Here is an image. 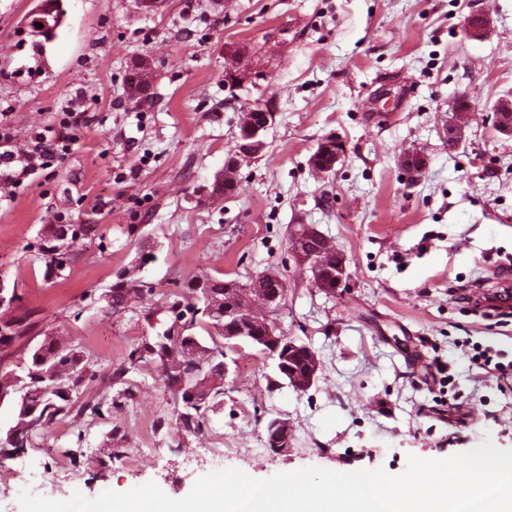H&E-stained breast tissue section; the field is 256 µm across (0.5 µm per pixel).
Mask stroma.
Here are the masks:
<instances>
[{"label": "stroma", "mask_w": 512, "mask_h": 512, "mask_svg": "<svg viewBox=\"0 0 512 512\" xmlns=\"http://www.w3.org/2000/svg\"><path fill=\"white\" fill-rule=\"evenodd\" d=\"M39 2L0 0V113L20 144L68 110L91 122L0 208V279L19 294L0 318L29 324L0 345V367L18 369L54 336L90 357L98 393L110 367L166 323L171 290L203 275L246 286L275 273L288 288L279 327L316 351L320 370L308 390L272 391V361L242 350L222 408L181 441L158 371L130 367L131 401L89 425L56 420L28 468L0 463V512H20L25 489L93 499L152 481L180 499L226 468L256 479L310 466L399 475L412 454L446 458L487 437L512 449V399L458 359L465 339L512 359V311L489 317L466 298L512 265V137L494 120L495 102L512 93V0H167L150 17L133 0H59L63 25L42 43L29 28ZM476 10L492 20L480 40L466 32ZM230 47L245 77L233 89ZM143 57L154 80L137 106L125 77ZM461 100L474 110L453 149L446 128ZM259 103L274 114L268 147L240 168L236 193L213 199L240 119ZM330 135L346 154L324 177L309 158ZM408 151L421 171L403 168ZM50 224H92L99 236L71 242L63 276L48 278L33 245ZM294 224L317 225L344 256L346 286H313L289 249ZM122 270L153 294L116 315L108 292ZM411 347L450 359L460 404L431 411V387L405 361ZM161 417L169 425L155 429ZM274 418L290 427L279 454L267 444ZM116 426L124 453L99 461Z\"/></svg>", "instance_id": "1"}]
</instances>
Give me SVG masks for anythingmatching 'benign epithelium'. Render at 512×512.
Listing matches in <instances>:
<instances>
[{
	"label": "benign epithelium",
	"mask_w": 512,
	"mask_h": 512,
	"mask_svg": "<svg viewBox=\"0 0 512 512\" xmlns=\"http://www.w3.org/2000/svg\"><path fill=\"white\" fill-rule=\"evenodd\" d=\"M491 21L487 14L482 12L473 13L467 21L468 35L473 39H482L490 31ZM265 108L256 105L250 108L244 115L241 125L249 130V138L242 148H236L232 151L231 156L224 163V171L218 174L221 182L237 181V173L240 167L256 158L267 146V133L272 126V120L256 124L253 122L252 116L255 112H263ZM471 106L464 108L454 107V119L448 125L451 132V138L448 140V146L457 147L465 138V127L469 119ZM308 239H317L322 243V248L317 251H309L301 247V243ZM291 250L300 262L307 266L311 273L312 282H318L319 271L330 258L334 249L331 242L321 233L314 224H297L295 225L290 237ZM283 280L276 274H265L247 287H239V284H233V287L240 288L247 301L236 309L223 307L218 309L210 304L206 305V315L210 316L212 321L220 323L222 321H234L236 327V335L230 337L224 342V352L237 353L242 349V344L260 341L266 345L265 353L275 361V364L285 362L287 356L299 349L296 341L287 336L277 333V322L269 315V312L280 306L286 297L287 289L280 287ZM256 298L260 300L264 306L267 321V335L252 336L250 330L253 327L254 318L257 317L255 311L249 304V300ZM306 352L309 355L311 365L305 378H298L291 375L295 385L307 389L314 383V378L320 367V362L316 352L308 347Z\"/></svg>",
	"instance_id": "benign-epithelium-1"
}]
</instances>
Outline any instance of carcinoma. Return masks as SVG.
Instances as JSON below:
<instances>
[{
  "mask_svg": "<svg viewBox=\"0 0 512 512\" xmlns=\"http://www.w3.org/2000/svg\"><path fill=\"white\" fill-rule=\"evenodd\" d=\"M62 25V13L55 6L43 16L45 31L32 28V32L48 39ZM97 234L90 224H59L48 228V235L36 247L39 255L51 254L58 260V267L65 264V253L59 251L58 243L65 239L80 237L90 239ZM208 294L211 300L222 304L237 302V296L226 288L227 280L216 276L206 277ZM195 280L188 281L184 288L171 291L164 299L161 310L170 320V325L154 336H144L132 347L127 356V364H151L158 370L167 371L166 383L177 404L175 426L177 432L186 436L203 432L210 415L221 408L224 401V337L236 333L230 325H217L204 316L203 304L194 297ZM320 291H336V262H328L323 269ZM112 313L122 314L134 309L138 300L144 298V289L135 287L132 280L120 273L112 284ZM206 324L215 329L218 337L205 340L191 333L196 324ZM185 332L184 340L197 347L196 360L204 361L197 371L196 383L208 390L207 397L190 403L188 390L179 387L184 369L173 359L171 333L175 327ZM56 367L62 374L61 390L51 396L41 394L39 387L41 374L49 367ZM95 374L90 372V362L84 351L76 346L63 345L55 337L47 336L40 344L28 352L23 360L21 373L0 370V402L11 401L13 420L5 437L0 438V452L8 450L17 457L26 455L33 446L36 435L43 433L57 419L71 417L75 420L93 422L105 415L113 407H118L133 397L125 388L113 393L110 398H84L83 387L93 381Z\"/></svg>",
  "mask_w": 512,
  "mask_h": 512,
  "instance_id": "carcinoma-1",
  "label": "carcinoma"
}]
</instances>
